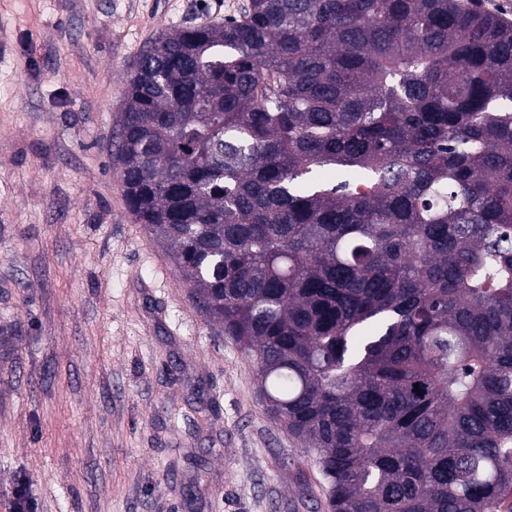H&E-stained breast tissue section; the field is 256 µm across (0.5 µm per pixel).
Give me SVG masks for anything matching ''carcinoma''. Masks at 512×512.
<instances>
[{
  "instance_id": "carcinoma-1",
  "label": "carcinoma",
  "mask_w": 512,
  "mask_h": 512,
  "mask_svg": "<svg viewBox=\"0 0 512 512\" xmlns=\"http://www.w3.org/2000/svg\"><path fill=\"white\" fill-rule=\"evenodd\" d=\"M114 138L329 512H512L511 24L249 0L141 54Z\"/></svg>"
}]
</instances>
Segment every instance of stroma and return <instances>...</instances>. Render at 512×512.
Instances as JSON below:
<instances>
[{
  "label": "stroma",
  "mask_w": 512,
  "mask_h": 512,
  "mask_svg": "<svg viewBox=\"0 0 512 512\" xmlns=\"http://www.w3.org/2000/svg\"><path fill=\"white\" fill-rule=\"evenodd\" d=\"M246 2L0 0V512H328L113 168L140 54Z\"/></svg>",
  "instance_id": "1"
}]
</instances>
